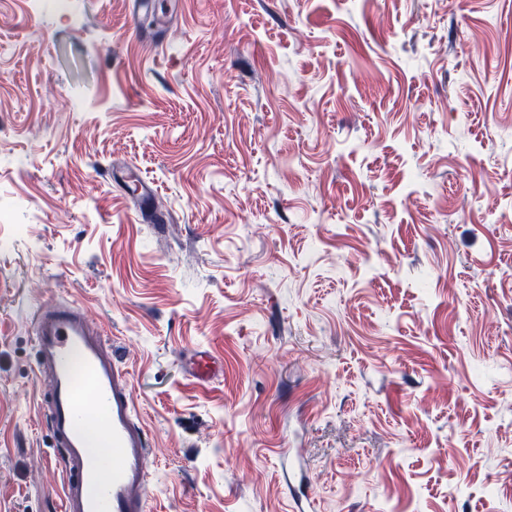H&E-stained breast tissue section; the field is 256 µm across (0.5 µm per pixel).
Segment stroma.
I'll use <instances>...</instances> for the list:
<instances>
[{"mask_svg": "<svg viewBox=\"0 0 512 512\" xmlns=\"http://www.w3.org/2000/svg\"><path fill=\"white\" fill-rule=\"evenodd\" d=\"M130 11L0 0V512H59L31 318L65 299L149 512H293L284 456L314 512H512V0ZM195 361L190 368V375L200 383H204L214 375L215 364L213 357L207 350L197 349L195 351Z\"/></svg>", "mask_w": 512, "mask_h": 512, "instance_id": "stroma-1", "label": "stroma"}]
</instances>
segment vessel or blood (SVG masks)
<instances>
[{"label":"vessel or blood","mask_w":512,"mask_h":512,"mask_svg":"<svg viewBox=\"0 0 512 512\" xmlns=\"http://www.w3.org/2000/svg\"><path fill=\"white\" fill-rule=\"evenodd\" d=\"M32 327L39 410L64 476L60 512H146L151 448L122 362L75 302L39 310Z\"/></svg>","instance_id":"vessel-or-blood-1"}]
</instances>
